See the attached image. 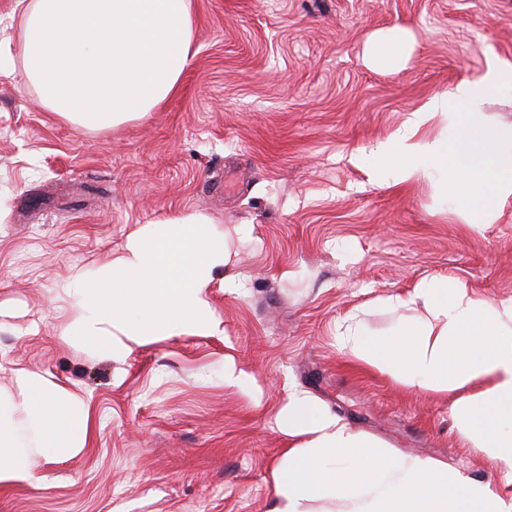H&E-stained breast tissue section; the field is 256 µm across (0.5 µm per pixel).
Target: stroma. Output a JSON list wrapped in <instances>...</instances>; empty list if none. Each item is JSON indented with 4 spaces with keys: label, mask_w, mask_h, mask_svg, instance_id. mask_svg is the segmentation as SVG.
I'll list each match as a JSON object with an SVG mask.
<instances>
[{
    "label": "stroma",
    "mask_w": 512,
    "mask_h": 512,
    "mask_svg": "<svg viewBox=\"0 0 512 512\" xmlns=\"http://www.w3.org/2000/svg\"><path fill=\"white\" fill-rule=\"evenodd\" d=\"M194 58L157 112L79 130L20 74L17 0H0V391L40 372L85 400V443L28 451L38 483L0 484V512H266L301 386L393 449L489 479L448 403L336 347L349 314L385 336L397 305L444 274L512 298V197L474 228L441 177L396 182L370 150L436 93L512 64V0H192ZM412 34L399 67L369 38ZM199 213L229 264L206 291L205 335L157 336L110 356L72 327L67 284L145 224ZM251 392L224 384V360Z\"/></svg>",
    "instance_id": "35a3bbf8"
}]
</instances>
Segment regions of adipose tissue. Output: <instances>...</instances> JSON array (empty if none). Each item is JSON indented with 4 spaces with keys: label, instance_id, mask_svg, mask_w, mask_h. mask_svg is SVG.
<instances>
[{
    "label": "adipose tissue",
    "instance_id": "obj_1",
    "mask_svg": "<svg viewBox=\"0 0 512 512\" xmlns=\"http://www.w3.org/2000/svg\"><path fill=\"white\" fill-rule=\"evenodd\" d=\"M21 75L41 106L83 129L144 117L178 88L193 54L191 0H26ZM512 89V69L494 68L412 112L378 152L396 179L423 172L428 155L473 225L494 219L512 197V131L476 122L491 93ZM444 115L452 138L421 128ZM198 214L162 218L131 236L93 277L69 282L86 311L75 327L97 349L126 342L198 335L217 321L206 298L224 266V242ZM425 313L389 336L356 322L339 327L338 349L389 373L402 387L446 396L458 438L489 462L479 480L446 461L387 450L306 391L294 387L277 415L291 446L272 468L267 512H512V300L492 301L444 275L421 280L407 296ZM88 409L36 371L17 377L0 406V482H36L19 432L47 456L84 445Z\"/></svg>",
    "mask_w": 512,
    "mask_h": 512
}]
</instances>
